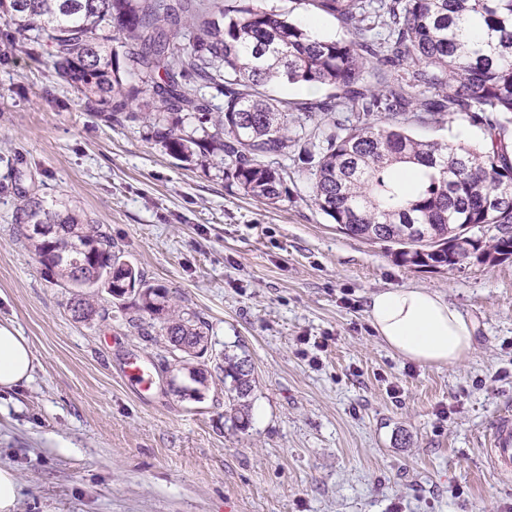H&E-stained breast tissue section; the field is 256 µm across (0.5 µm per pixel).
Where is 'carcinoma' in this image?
Wrapping results in <instances>:
<instances>
[{"label": "carcinoma", "instance_id": "obj_1", "mask_svg": "<svg viewBox=\"0 0 512 512\" xmlns=\"http://www.w3.org/2000/svg\"><path fill=\"white\" fill-rule=\"evenodd\" d=\"M191 0H0L14 39L47 40L58 76L112 117L143 93L157 113L152 137L175 158L214 157L224 180L246 195L276 203L280 160L293 150L310 174L313 203L340 232L394 252L416 267L457 269L472 255L512 257V0H296L333 16L343 39L322 40L258 0H215L196 17L188 43L169 27L183 22ZM127 51L112 48V31ZM142 86L126 83L120 60ZM274 82L323 86L327 99L298 107L266 91ZM224 95L211 112L200 94ZM345 110L351 117L338 119ZM436 124L458 115L483 129V144L465 147L412 137L418 114ZM197 125L185 131L186 121ZM403 164L420 168L406 193L395 178ZM18 223L52 224L56 234L24 237L45 273L78 297L126 298L128 278L141 284L138 308L163 320L172 351L198 358L209 327L169 310L165 292L127 264L100 225L68 203L28 197ZM458 224L472 226L468 249L450 250ZM250 360L224 353L231 419L249 423Z\"/></svg>", "mask_w": 512, "mask_h": 512}]
</instances>
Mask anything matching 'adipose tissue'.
Segmentation results:
<instances>
[{"instance_id": "obj_1", "label": "adipose tissue", "mask_w": 512, "mask_h": 512, "mask_svg": "<svg viewBox=\"0 0 512 512\" xmlns=\"http://www.w3.org/2000/svg\"><path fill=\"white\" fill-rule=\"evenodd\" d=\"M378 338L398 355L429 366L461 363L474 344L475 329L445 298L424 288H392L372 294L367 310ZM37 357L10 323H0V390L29 381Z\"/></svg>"}]
</instances>
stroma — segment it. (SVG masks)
I'll list each match as a JSON object with an SVG mask.
<instances>
[{
	"mask_svg": "<svg viewBox=\"0 0 512 512\" xmlns=\"http://www.w3.org/2000/svg\"><path fill=\"white\" fill-rule=\"evenodd\" d=\"M324 39L336 19L263 0ZM131 111L140 109L132 103ZM271 204L222 172L172 157L149 120L108 119L59 81L48 47L26 54L0 21V322L31 343L29 383L0 392V467L22 485L19 512H507L512 479L490 476L488 427L512 411V260L459 269L401 263L339 232L314 205L304 165L283 160ZM81 207L175 312L209 325L213 354L248 357L250 424L236 428L224 385L175 392L160 328L107 293L108 318L79 322L71 291L44 275L14 218L23 197ZM438 292L470 319L462 363L424 367L386 347L373 293ZM152 369L145 395L122 369ZM448 417H440V409Z\"/></svg>",
	"mask_w": 512,
	"mask_h": 512,
	"instance_id": "obj_1",
	"label": "stroma"
}]
</instances>
